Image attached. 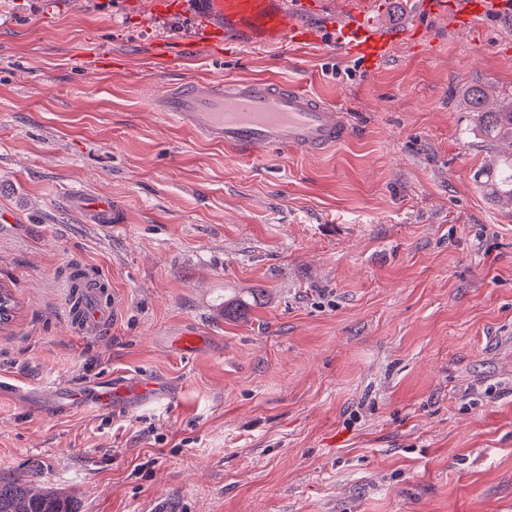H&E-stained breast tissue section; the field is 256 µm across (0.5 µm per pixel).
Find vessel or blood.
Here are the masks:
<instances>
[{"mask_svg": "<svg viewBox=\"0 0 512 512\" xmlns=\"http://www.w3.org/2000/svg\"><path fill=\"white\" fill-rule=\"evenodd\" d=\"M375 6L376 0H345L330 26L337 46L371 70L390 57L401 37L420 45L426 40L420 25L402 35L375 24L370 17ZM176 8L193 24L194 38L186 44L191 51L213 52L229 39L254 51L288 41L297 45L322 41L321 30L308 21L322 10L318 0H177ZM511 10L512 0H422L420 4L427 19L447 18L453 30ZM152 104L198 138L224 145L237 155L258 149L321 154L348 142L353 132L347 112L300 86L276 80L180 83L156 94ZM75 202L97 223L116 221L112 201L79 196ZM120 307L119 298L103 299L90 282L83 286L70 318L79 331L96 336L116 322ZM54 393L62 400V410L73 412L89 405L107 410L117 398L129 395L157 400L165 397L166 389L154 378L131 383L115 376L93 389L59 384Z\"/></svg>", "mask_w": 512, "mask_h": 512, "instance_id": "obj_1", "label": "vessel or blood"}]
</instances>
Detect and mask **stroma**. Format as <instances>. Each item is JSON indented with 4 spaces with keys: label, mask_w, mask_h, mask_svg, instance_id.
<instances>
[{
    "label": "stroma",
    "mask_w": 512,
    "mask_h": 512,
    "mask_svg": "<svg viewBox=\"0 0 512 512\" xmlns=\"http://www.w3.org/2000/svg\"><path fill=\"white\" fill-rule=\"evenodd\" d=\"M147 2L0 0V475L79 512H512V206L487 173L512 146L468 106L512 97V19L435 24L370 73L329 42L161 55L190 22ZM274 76L349 112L351 140L239 158L151 107ZM76 266L122 300L104 334L68 316ZM190 324L212 343L183 355ZM115 375L171 398L39 406ZM76 204L89 213L98 224L116 223V207L109 200H94L82 196H77Z\"/></svg>",
    "instance_id": "1"
}]
</instances>
